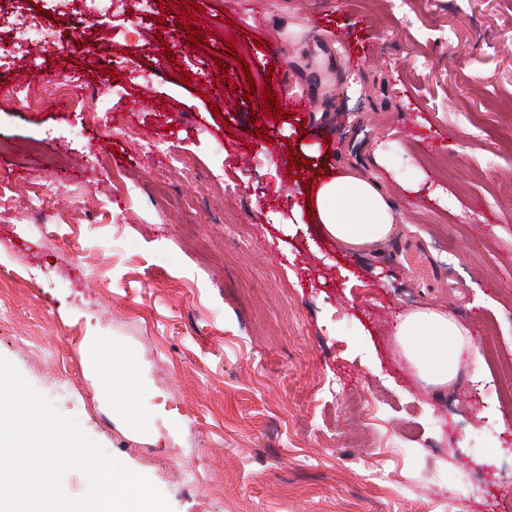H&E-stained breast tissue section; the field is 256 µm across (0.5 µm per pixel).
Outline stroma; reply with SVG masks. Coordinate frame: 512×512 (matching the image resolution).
Wrapping results in <instances>:
<instances>
[{"instance_id":"obj_1","label":"stroma","mask_w":512,"mask_h":512,"mask_svg":"<svg viewBox=\"0 0 512 512\" xmlns=\"http://www.w3.org/2000/svg\"><path fill=\"white\" fill-rule=\"evenodd\" d=\"M241 2L120 0L83 29L40 0L68 45L40 76L87 93L123 52L149 78L118 69L104 116L0 107V356L173 512H512V0ZM268 89L314 107L271 115ZM328 157L389 190L381 251L307 218ZM423 306L476 331L442 392L394 336Z\"/></svg>"}]
</instances>
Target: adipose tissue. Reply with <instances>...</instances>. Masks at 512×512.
Returning <instances> with one entry per match:
<instances>
[{
  "instance_id": "1",
  "label": "adipose tissue",
  "mask_w": 512,
  "mask_h": 512,
  "mask_svg": "<svg viewBox=\"0 0 512 512\" xmlns=\"http://www.w3.org/2000/svg\"><path fill=\"white\" fill-rule=\"evenodd\" d=\"M306 205L312 210L314 222L355 254L375 251L386 244L398 217L382 186L349 166L319 183ZM395 335L420 377L442 390L455 379L463 353L473 349L469 330L433 308L402 316Z\"/></svg>"
}]
</instances>
